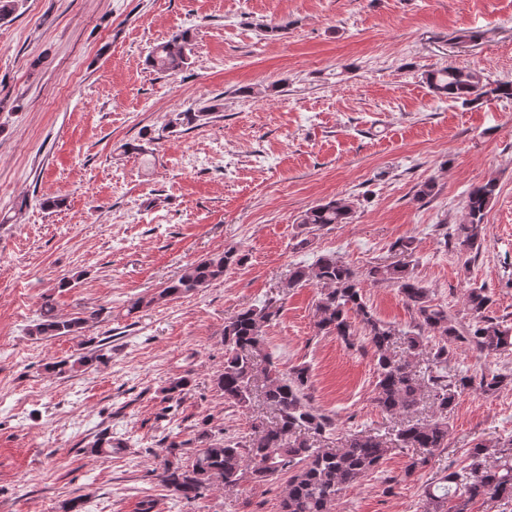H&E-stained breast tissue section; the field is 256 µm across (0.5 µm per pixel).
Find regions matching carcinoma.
I'll return each instance as SVG.
<instances>
[{
  "label": "carcinoma",
  "mask_w": 512,
  "mask_h": 512,
  "mask_svg": "<svg viewBox=\"0 0 512 512\" xmlns=\"http://www.w3.org/2000/svg\"><path fill=\"white\" fill-rule=\"evenodd\" d=\"M193 52L188 32H176L157 44L148 54L149 65L157 72L176 75L188 68ZM432 90L464 107H477L491 98L512 99V81L489 82L467 67L448 65L430 71L426 77ZM215 106L176 113L168 127L192 126L212 114ZM498 195V185L489 180L468 191L466 218L443 233L469 251H479L485 239L484 218ZM354 210L344 198H333L306 209L299 218L302 232L330 230L350 224ZM398 259L375 265L363 272L333 254L318 257L310 267L291 271L287 288L321 285L315 305L317 333L335 335L347 345L364 336L376 362L373 401L377 408L402 418L390 440L378 435L354 433L341 448H327L319 441L333 427L332 419L321 413L309 394L310 367L300 364L284 372L271 360H260L265 346L266 327L277 315L272 303L250 306L224 322V365L216 372L214 384L231 406L246 408L257 383H263L264 398L273 406L275 423L252 426L239 440L224 438V429L202 427L194 437L192 454L185 443L170 442L162 449L159 467L152 475L177 498L188 503L205 498L222 487L233 491L245 481L286 480L280 502L281 512H334L338 498L366 474L379 467L396 448H420L423 455L413 459L406 475L428 463L429 456L448 447V413L459 398L473 390L493 395L512 386V374L483 373L480 376H448V342L455 341L479 356L512 351V329L488 315L492 300L482 288H470L465 302L473 315L472 324L459 329L448 312L433 303L430 291L414 273L407 258L415 251L413 241L396 243ZM243 260L234 248L212 253L186 267L175 279L150 295L129 302L128 312L149 308L162 301L180 298L208 287ZM395 286L414 314V329L398 331L377 318L363 297V283ZM96 313L87 316H60L47 300L41 307L29 335L44 339L53 336L85 337ZM402 340L410 356L426 355L425 367L396 358L391 347ZM105 361L101 350L92 348L50 365L64 377L93 368ZM190 386V379L169 380L165 399L178 400ZM429 398L434 412L429 419L413 417L423 398ZM426 512H470L478 499L512 501V439L494 443L478 442L469 449V464L452 471L441 481L425 485Z\"/></svg>",
  "instance_id": "cac0c4a2"
}]
</instances>
